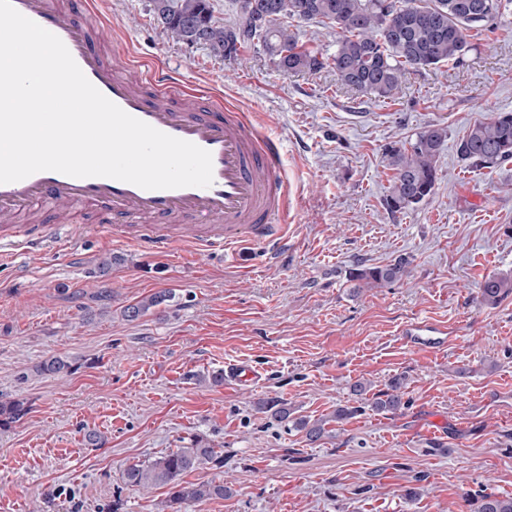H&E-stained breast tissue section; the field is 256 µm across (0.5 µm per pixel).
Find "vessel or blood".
<instances>
[{
  "instance_id": "vessel-or-blood-1",
  "label": "vessel or blood",
  "mask_w": 512,
  "mask_h": 512,
  "mask_svg": "<svg viewBox=\"0 0 512 512\" xmlns=\"http://www.w3.org/2000/svg\"><path fill=\"white\" fill-rule=\"evenodd\" d=\"M13 7L57 35L88 80L128 114L173 137L209 151V187L146 190L106 177L74 178L54 171L0 184V216L43 203L92 209L111 205L112 235L143 250L164 252L178 240L169 221L189 225L192 244L232 251L250 241L268 249L284 245L287 185L276 141L263 136L241 113L212 97L192 93L178 80L149 75L140 90L127 70L114 67L98 50L102 18L95 9L59 10L53 0H11ZM408 344L428 352L448 345V328L426 318L408 321ZM259 378L250 366L228 364L224 379L249 385Z\"/></svg>"
}]
</instances>
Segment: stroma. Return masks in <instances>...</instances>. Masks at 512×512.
<instances>
[{"mask_svg":"<svg viewBox=\"0 0 512 512\" xmlns=\"http://www.w3.org/2000/svg\"><path fill=\"white\" fill-rule=\"evenodd\" d=\"M95 7L110 22L107 56L209 89L278 142L288 246L273 260L258 244L236 261L183 243L154 256L108 231L75 238L33 208V232L54 240L0 249V397L27 407L0 427V512H160L167 488L126 487L124 469L197 441L220 461L188 481L232 494L190 512H472L479 495H512V294H479L512 276V162L480 167L456 152L470 125L512 111V14L472 31L459 65L409 72L383 99L328 68L284 74L259 45L241 65L177 42L149 0ZM432 124L448 129L434 192L390 212L384 149ZM399 258V283L347 279ZM162 290L174 301L125 320L124 307ZM417 316L447 326L445 349L404 341ZM53 356L74 372L35 375ZM230 362L258 383L211 382ZM395 377L401 409L332 421L355 382L373 398ZM270 398L327 419L323 439L257 413ZM93 430L103 447L87 444ZM481 295L485 302L494 303L512 293V278L492 276L481 286Z\"/></svg>","mask_w":512,"mask_h":512,"instance_id":"1","label":"stroma"}]
</instances>
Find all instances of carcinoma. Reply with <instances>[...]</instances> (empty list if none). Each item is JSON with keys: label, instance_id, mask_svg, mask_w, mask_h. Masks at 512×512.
I'll use <instances>...</instances> for the list:
<instances>
[{"label": "carcinoma", "instance_id": "carcinoma-1", "mask_svg": "<svg viewBox=\"0 0 512 512\" xmlns=\"http://www.w3.org/2000/svg\"><path fill=\"white\" fill-rule=\"evenodd\" d=\"M153 19L164 32L187 43L201 44L218 57L242 62L241 50L260 40L277 68L285 74L317 72L331 68L344 87L378 98H391L409 71L457 64L470 51L469 31L494 23L512 12V0H238L237 19L231 26L217 21L210 0H151ZM263 13L260 25L244 26L251 13ZM316 22L336 32V50L323 57L300 43L288 22ZM447 137L435 124L415 139L385 148L386 166L393 171L385 202L392 212L410 210L433 192L437 157ZM460 159L476 165H499L512 160V112H495L468 128L456 144ZM408 274L407 261L349 271L348 279L360 288H378L401 281ZM512 293V278L492 276L481 286L484 301L494 303ZM174 298L157 292L123 309L133 320L150 308ZM41 375H68L73 365L52 357L36 366ZM403 382L394 379L391 391L375 397L376 411H396L402 405ZM257 410L277 423L303 433L311 443L320 441L326 421L291 417L288 405L277 399L257 402ZM27 411L20 401L0 400V426L19 420ZM219 462L215 449L200 441L178 448L124 471V484L135 489L166 486L169 512L231 494L224 483L196 484L184 476L207 462ZM473 512H512V497L486 493L474 503Z\"/></svg>", "mask_w": 512, "mask_h": 512}]
</instances>
